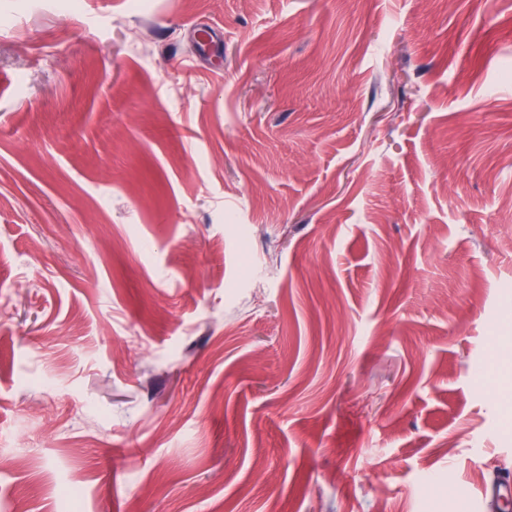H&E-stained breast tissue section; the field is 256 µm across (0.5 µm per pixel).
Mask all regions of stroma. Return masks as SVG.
Here are the masks:
<instances>
[{"mask_svg":"<svg viewBox=\"0 0 512 512\" xmlns=\"http://www.w3.org/2000/svg\"><path fill=\"white\" fill-rule=\"evenodd\" d=\"M500 348L512 0H0V512H464Z\"/></svg>","mask_w":512,"mask_h":512,"instance_id":"obj_1","label":"stroma"}]
</instances>
